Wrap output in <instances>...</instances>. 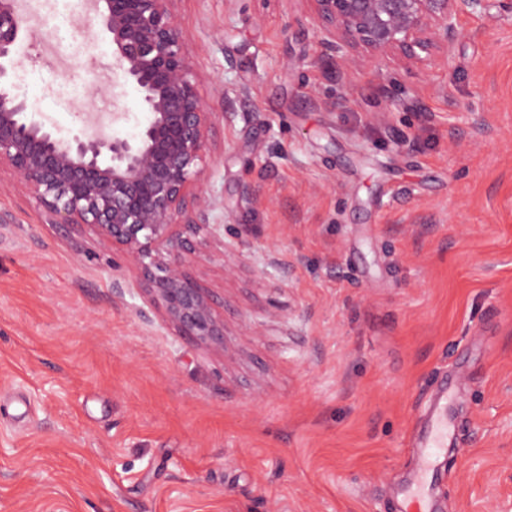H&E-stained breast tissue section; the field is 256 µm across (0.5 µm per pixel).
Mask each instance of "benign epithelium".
<instances>
[{"mask_svg": "<svg viewBox=\"0 0 512 512\" xmlns=\"http://www.w3.org/2000/svg\"><path fill=\"white\" fill-rule=\"evenodd\" d=\"M112 42L113 70L132 84L147 114L130 140L93 129L61 139L28 118L27 94L10 79L29 32L21 0H0V170L30 193L51 224L86 225L140 273L162 322L226 354L224 318L213 295L184 270L215 232L211 204L178 223L198 183L212 131L169 0H91ZM325 56L364 71L372 61L408 65L449 60L457 17L486 0H308ZM184 230H178V226Z\"/></svg>", "mask_w": 512, "mask_h": 512, "instance_id": "1", "label": "benign epithelium"}]
</instances>
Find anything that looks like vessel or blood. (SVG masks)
I'll return each instance as SVG.
<instances>
[{
	"mask_svg": "<svg viewBox=\"0 0 512 512\" xmlns=\"http://www.w3.org/2000/svg\"><path fill=\"white\" fill-rule=\"evenodd\" d=\"M451 392H443L435 398L428 411V425L418 438L424 450L413 490L405 497L404 504L411 512H433V503L427 493L428 479L435 473V462L448 447V437L453 421L448 414Z\"/></svg>",
	"mask_w": 512,
	"mask_h": 512,
	"instance_id": "b4317fda",
	"label": "vessel or blood"
}]
</instances>
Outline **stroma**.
<instances>
[{
  "label": "stroma",
  "mask_w": 512,
  "mask_h": 512,
  "mask_svg": "<svg viewBox=\"0 0 512 512\" xmlns=\"http://www.w3.org/2000/svg\"><path fill=\"white\" fill-rule=\"evenodd\" d=\"M35 0L14 82L68 138L146 122L99 16ZM213 114L220 230L187 273L230 358L168 328L123 254L0 172V512H397L441 386L438 512H512V14L445 64L338 75L307 0H170ZM121 113L113 121V113Z\"/></svg>",
  "instance_id": "obj_1"
}]
</instances>
